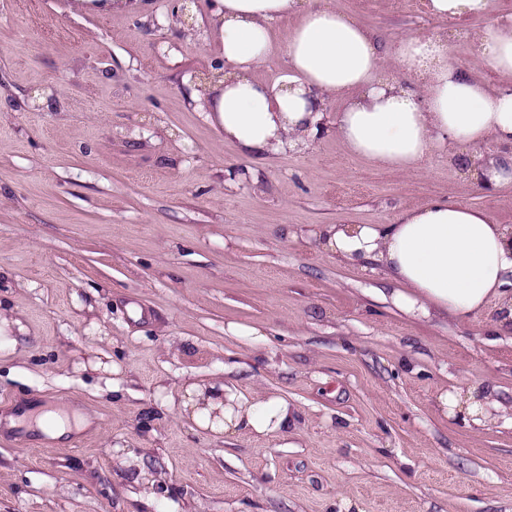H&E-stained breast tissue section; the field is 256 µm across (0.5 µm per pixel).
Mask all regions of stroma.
Segmentation results:
<instances>
[{
	"instance_id": "stroma-1",
	"label": "stroma",
	"mask_w": 512,
	"mask_h": 512,
	"mask_svg": "<svg viewBox=\"0 0 512 512\" xmlns=\"http://www.w3.org/2000/svg\"><path fill=\"white\" fill-rule=\"evenodd\" d=\"M210 2L186 26L178 0H0V302L22 322L0 331V420L18 402L86 420L75 443L0 423V512H139L156 480L166 512H512V335L492 333L494 308L414 319L377 295L379 269L314 238L436 199L512 225V187L485 192L440 154L380 168L332 132L241 154L191 98L219 52ZM332 2L390 42L465 29L451 59L500 80L484 19ZM104 354L108 372L84 370ZM213 380L286 399L296 429L208 432L182 388ZM479 384L503 405L491 420L440 407Z\"/></svg>"
}]
</instances>
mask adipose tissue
<instances>
[{"label":"adipose tissue","instance_id":"obj_1","mask_svg":"<svg viewBox=\"0 0 512 512\" xmlns=\"http://www.w3.org/2000/svg\"><path fill=\"white\" fill-rule=\"evenodd\" d=\"M493 0H428L432 15L487 18L477 35L493 86L453 62L448 36L406 34L389 44L328 0H215L223 47L221 78L204 98L243 154L301 152L324 130L327 98H341L334 131L350 154L401 171L419 168L434 153L467 154L468 172L483 189L512 184V15L492 17ZM296 17L281 46L271 28ZM290 74L271 85L255 70L273 50ZM393 61L395 74L385 70ZM495 152L480 154L486 142ZM319 247L353 265L376 264L392 286L391 302L419 320L463 323L494 306V330L512 335V227L483 211L436 200L403 211L390 224H324ZM187 406H223L220 431L271 435L295 427L298 415L281 398L244 396L221 381L186 387ZM443 408L481 423L500 403L490 387L443 394Z\"/></svg>","mask_w":512,"mask_h":512}]
</instances>
